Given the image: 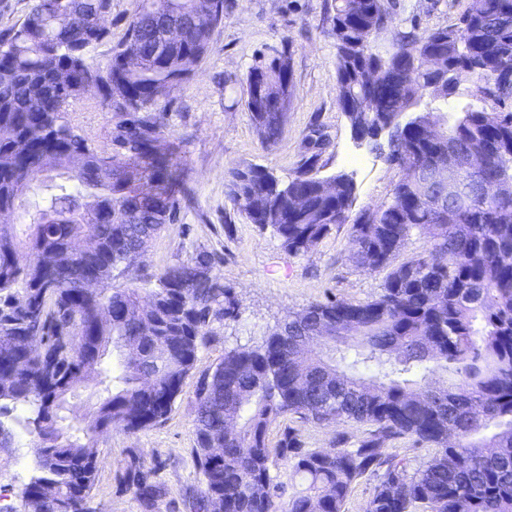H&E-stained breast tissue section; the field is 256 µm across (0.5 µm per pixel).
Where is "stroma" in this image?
I'll list each match as a JSON object with an SVG mask.
<instances>
[{"instance_id": "obj_1", "label": "stroma", "mask_w": 512, "mask_h": 512, "mask_svg": "<svg viewBox=\"0 0 512 512\" xmlns=\"http://www.w3.org/2000/svg\"><path fill=\"white\" fill-rule=\"evenodd\" d=\"M394 22L374 40L383 54L403 35L455 26L468 0H383ZM334 0H224V18L192 77L161 99L166 141L180 146L193 200L177 221L164 225L138 262L140 275L200 252L214 256L213 274L231 287L237 320L215 325L199 353L171 412L162 422L129 434L112 429L97 441L91 512H142L130 486L135 473L150 472L167 496L156 512H193L192 496L202 487L195 448V390L225 351L251 346L268 329L308 305L338 297L354 303L376 298L385 270H368L350 259L351 227H333L311 250L288 253L271 229L246 223L225 195V168L253 163L288 179L313 166L321 177L345 174L354 183L353 211L387 202L401 177L384 155L357 145L336 101V47L332 35ZM287 58L291 96L286 129L279 142L264 148L246 106L249 70L271 50ZM21 410L8 406L0 423L11 438L0 444V512L20 505V494L38 473L36 438L20 423ZM296 429L304 448L327 450L337 437L348 445L370 437L369 422L330 426L294 416L273 420L266 433L278 447Z\"/></svg>"}]
</instances>
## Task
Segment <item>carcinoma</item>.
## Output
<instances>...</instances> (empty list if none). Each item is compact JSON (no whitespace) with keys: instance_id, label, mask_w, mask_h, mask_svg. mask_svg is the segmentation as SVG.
Listing matches in <instances>:
<instances>
[{"instance_id":"1","label":"carcinoma","mask_w":512,"mask_h":512,"mask_svg":"<svg viewBox=\"0 0 512 512\" xmlns=\"http://www.w3.org/2000/svg\"><path fill=\"white\" fill-rule=\"evenodd\" d=\"M197 0H134L124 36L104 58L109 32L90 20L112 0H32L23 22L0 35V213L24 211L23 228L0 225V400L32 408L40 475L21 495L22 512H90L95 441L109 428L136 432L171 411L212 325L238 317L231 289L204 272L202 252L155 280L114 286L115 273L145 253L189 196L179 146L158 154L160 97L186 82L224 18L208 0L196 26L175 44L165 27ZM337 104L371 150L401 169L386 204L351 214L345 175L299 169L281 182L248 163L224 172L226 196L243 219L269 227L290 253H306L332 226L352 225L351 259L387 275L375 299L310 304L254 347L234 348L196 390V453L204 489L195 512H342L352 485L380 473L365 512H512V193L487 198L472 186L464 206L430 184L442 157H485L483 177L512 180V111L480 105L493 87L512 100V0H469L459 25L406 35L386 55L375 35L394 21L382 0H335ZM443 60L441 71L421 58ZM477 77L484 84L449 112L445 139L426 136L435 112L413 122L399 113L423 99L445 100ZM92 85L95 106L126 115L113 143L88 142L66 114ZM247 108L263 146L280 140L291 73L283 57L247 75ZM415 233L429 248L392 260ZM101 288L85 291L84 280ZM316 325L338 354L305 356L293 340ZM93 388L88 417L65 415L68 397ZM329 424L377 425L356 448L302 447L295 430L277 448L268 424L282 415ZM411 436L436 448L409 471L384 457V441ZM221 448L216 458L212 449ZM289 476H271L274 459ZM143 512L164 485L132 484Z\"/></svg>"}]
</instances>
